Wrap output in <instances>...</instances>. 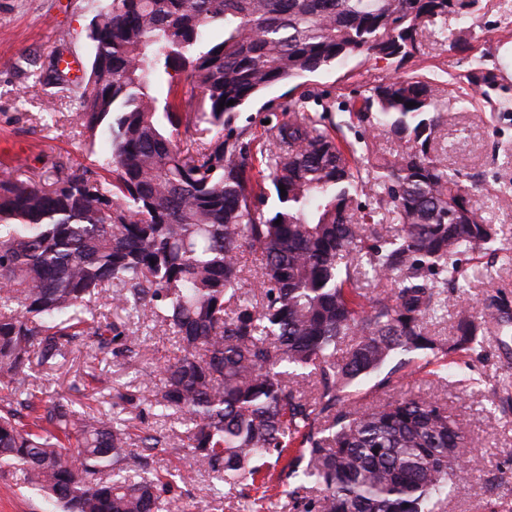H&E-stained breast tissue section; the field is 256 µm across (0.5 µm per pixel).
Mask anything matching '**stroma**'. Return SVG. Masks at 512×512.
Here are the masks:
<instances>
[{
    "mask_svg": "<svg viewBox=\"0 0 512 512\" xmlns=\"http://www.w3.org/2000/svg\"><path fill=\"white\" fill-rule=\"evenodd\" d=\"M100 0H0V177L50 181L58 172L84 167L97 171L110 151L109 135L98 128L84 133L78 120L77 88L40 82L39 74L55 52L86 67L92 58L88 27ZM467 40L463 53H450L454 37ZM422 52L403 66L357 57L300 78V90L340 107L357 101L375 85L402 75L443 76L450 86L444 99L446 124L436 142L448 165L464 162L468 182L481 192L482 215L501 227L498 241L467 256L469 279L464 299L483 308L489 298L512 308V64L502 55L512 46V0H483L480 10L459 23L427 26ZM175 346L167 327L146 330L138 359L124 362L110 352L77 353L66 362L36 368L30 381L44 395L64 394L79 404L98 406L103 386L136 395L126 407L132 434L146 430L174 441L153 467L168 473L180 467V425L159 416L148 397L160 384ZM397 390H410L446 403L474 441L471 454L483 465L473 471L446 512H512V320L485 325L483 340L470 354L447 365L409 375L398 373ZM213 480L200 472L193 484H176L167 496L170 512H242L235 495L214 493ZM0 512H55L36 491L23 487L12 470L0 472Z\"/></svg>",
    "mask_w": 512,
    "mask_h": 512,
    "instance_id": "stroma-1",
    "label": "stroma"
}]
</instances>
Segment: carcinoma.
<instances>
[{"label":"carcinoma","mask_w":512,"mask_h":512,"mask_svg":"<svg viewBox=\"0 0 512 512\" xmlns=\"http://www.w3.org/2000/svg\"><path fill=\"white\" fill-rule=\"evenodd\" d=\"M481 2L106 0L78 97L84 127L110 132L105 176L0 179V467L62 512H166L172 479L150 462L173 447L167 436L134 440L117 418L43 400L25 380L75 347L133 354L142 337L130 320H160L177 354L152 405L185 423L181 483L203 469L247 498L270 477L268 459L292 450L288 495L302 512H445L480 465L458 419L417 395L372 408L352 391L468 353L496 318L492 305L461 306L452 342L428 330L448 284L468 277L461 256L499 235L435 152L445 82L377 85L339 121L312 108L309 91L269 103L277 121L259 153L279 203L271 214L251 134L235 120L271 87L354 57L400 66L420 54L425 25ZM178 70L203 111L159 100ZM354 123L365 134L341 146L336 134ZM381 136L400 150L384 152ZM247 251L261 256L259 303L244 291ZM365 278L382 289L364 294ZM107 292L125 315L101 317ZM306 373L311 392L291 382Z\"/></svg>","instance_id":"carcinoma-1"}]
</instances>
